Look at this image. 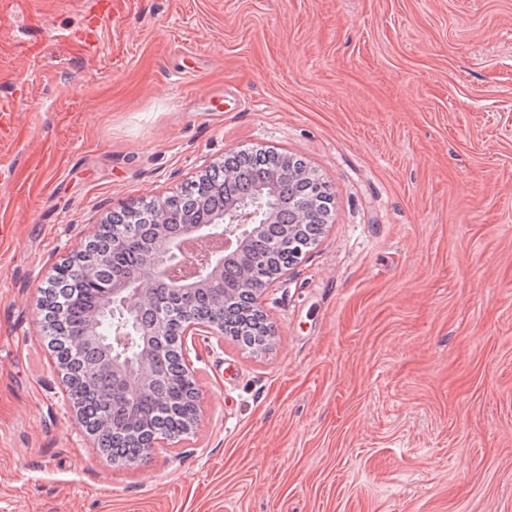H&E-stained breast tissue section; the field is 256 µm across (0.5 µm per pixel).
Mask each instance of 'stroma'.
<instances>
[{
	"label": "stroma",
	"instance_id": "stroma-1",
	"mask_svg": "<svg viewBox=\"0 0 512 512\" xmlns=\"http://www.w3.org/2000/svg\"><path fill=\"white\" fill-rule=\"evenodd\" d=\"M0 512H512V0H0ZM326 182L201 421L91 448L37 317L130 202L242 149ZM132 438L135 441L139 442V448H141L140 458L131 461L126 460L135 458L138 452V448L124 446L123 448L118 447L116 449H121L123 451L122 455L124 456L125 459H117L115 456H112L114 461L124 462V465L126 466H135L141 461H143L145 458H147L149 455H151L156 448L162 447V444H165L167 442L165 439L158 436L156 432L153 431V429L149 426L148 423H145L141 427L139 435H132Z\"/></svg>",
	"mask_w": 512,
	"mask_h": 512
}]
</instances>
